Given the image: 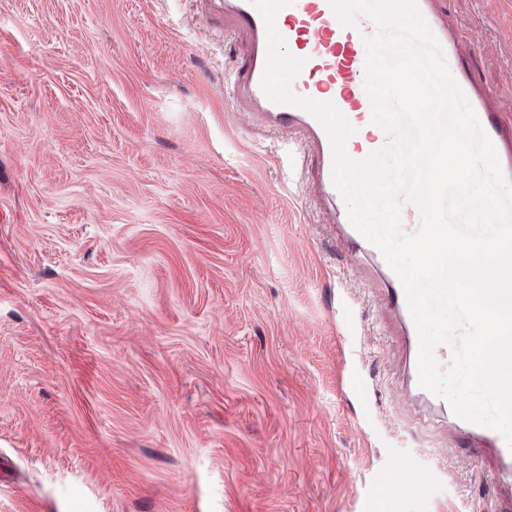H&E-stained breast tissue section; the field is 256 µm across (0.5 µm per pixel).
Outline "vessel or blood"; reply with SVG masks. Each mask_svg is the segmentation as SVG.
I'll use <instances>...</instances> for the list:
<instances>
[{
  "label": "vessel or blood",
  "mask_w": 512,
  "mask_h": 512,
  "mask_svg": "<svg viewBox=\"0 0 512 512\" xmlns=\"http://www.w3.org/2000/svg\"><path fill=\"white\" fill-rule=\"evenodd\" d=\"M434 0H417V5L440 43L446 63L472 106L484 131L492 141L506 180L512 182V120L493 111L473 85L462 78L463 59L455 44L448 41V25L433 8ZM252 0H235L224 14V31L242 37L244 48L239 59L225 71L224 80L232 87L233 99L245 110L256 127L266 130L287 129L294 133L305 156L316 166L310 196L336 193L332 180V147L325 127L309 112L288 104L271 101L262 88L266 67L267 27ZM278 33L290 53L304 58L305 64L292 79L290 90L299 98L333 103L355 132L345 143L347 155L364 159L388 141L385 131L372 121L370 99L365 90L367 38L377 33L376 25L367 17H358L355 24L340 22L329 0H292L275 17ZM386 307L406 320L411 345L419 338L411 321L403 286L398 277H391L386 293ZM461 436L473 446L483 447L495 461L486 478L500 497L512 499V447L504 437L490 428L465 420L455 423Z\"/></svg>",
  "instance_id": "b4317fda"
}]
</instances>
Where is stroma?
<instances>
[{
  "instance_id": "obj_1",
  "label": "stroma",
  "mask_w": 512,
  "mask_h": 512,
  "mask_svg": "<svg viewBox=\"0 0 512 512\" xmlns=\"http://www.w3.org/2000/svg\"><path fill=\"white\" fill-rule=\"evenodd\" d=\"M512 115V0H440ZM224 0H0V512H464L377 259L251 128ZM365 384L355 397L351 378Z\"/></svg>"
}]
</instances>
